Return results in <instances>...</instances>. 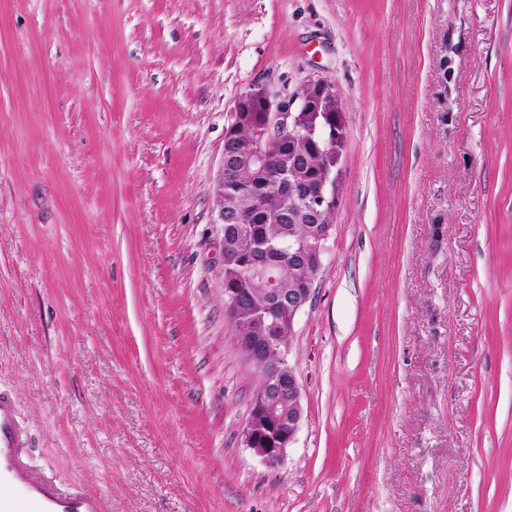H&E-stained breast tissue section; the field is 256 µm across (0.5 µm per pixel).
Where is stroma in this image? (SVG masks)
<instances>
[{
    "label": "stroma",
    "mask_w": 512,
    "mask_h": 512,
    "mask_svg": "<svg viewBox=\"0 0 512 512\" xmlns=\"http://www.w3.org/2000/svg\"><path fill=\"white\" fill-rule=\"evenodd\" d=\"M334 83L284 465L224 310L241 93ZM0 388L104 512H512V0H0Z\"/></svg>",
    "instance_id": "obj_1"
}]
</instances>
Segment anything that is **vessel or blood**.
Segmentation results:
<instances>
[{"instance_id": "b4317fda", "label": "vessel or blood", "mask_w": 512, "mask_h": 512, "mask_svg": "<svg viewBox=\"0 0 512 512\" xmlns=\"http://www.w3.org/2000/svg\"><path fill=\"white\" fill-rule=\"evenodd\" d=\"M31 434L15 397L0 390V512H103L81 484H63L31 460Z\"/></svg>"}]
</instances>
